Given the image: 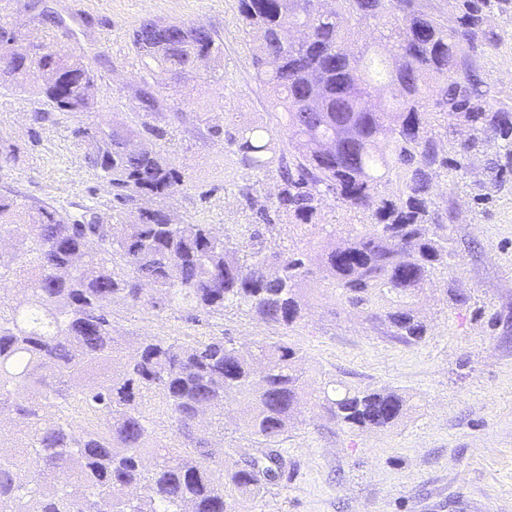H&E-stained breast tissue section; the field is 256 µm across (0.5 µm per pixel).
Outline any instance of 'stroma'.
<instances>
[{
  "instance_id": "1",
  "label": "stroma",
  "mask_w": 512,
  "mask_h": 512,
  "mask_svg": "<svg viewBox=\"0 0 512 512\" xmlns=\"http://www.w3.org/2000/svg\"><path fill=\"white\" fill-rule=\"evenodd\" d=\"M25 0H5L0 24L20 25L29 43L61 44L91 58L96 105L73 116L41 111L33 88L0 87V193L28 205L49 203L78 220L86 209L108 216L116 201L99 170L86 161L78 126L101 120L135 123L133 88L143 70L130 43L144 20L185 21L212 29L224 53L213 66L220 84L187 76L164 103L159 146L184 177L166 205L181 219L223 227L239 224L286 249L316 252L321 238L304 236L278 218L261 223L239 189L257 196L275 192V173H251L234 164L224 142L208 136L196 113L214 125H272L268 91L254 80V46L237 24V0H52L62 26L25 24ZM439 203L454 220L453 256L421 298L430 331L403 343L343 306L324 282L312 279L306 313L298 323L275 327L247 309L226 308L202 326L180 313L156 314L114 305L112 321L123 354L140 339L207 334L237 344L285 339L299 349L312 386L335 380L360 389H392L414 409L394 427L364 433L339 425L314 406L282 445V476L263 498L238 500L234 512H512V180L495 187L484 157L474 158L467 183L439 184ZM468 294L458 307L448 286ZM237 404L224 406V461L254 453L239 428Z\"/></svg>"
}]
</instances>
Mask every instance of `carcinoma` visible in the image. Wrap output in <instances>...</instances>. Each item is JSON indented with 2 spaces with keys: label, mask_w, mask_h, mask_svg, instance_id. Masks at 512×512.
I'll return each mask as SVG.
<instances>
[{
  "label": "carcinoma",
  "mask_w": 512,
  "mask_h": 512,
  "mask_svg": "<svg viewBox=\"0 0 512 512\" xmlns=\"http://www.w3.org/2000/svg\"><path fill=\"white\" fill-rule=\"evenodd\" d=\"M511 3L448 0L444 13L425 0H237L238 24L256 42L255 79L272 93L295 152L278 151L266 125L196 119L240 168L277 167V192L257 208L264 223L285 215L332 238L319 212L329 200L343 212L346 236L315 258L177 219L161 205L184 179L157 149L162 103L146 77L135 89L139 127L100 121L75 130L119 204L132 206L128 223L101 224L96 212L73 221L0 194V239H14L0 250V411L24 425L16 450L0 443V512H231V501L261 499L280 478L281 444L303 403L361 431L391 428L414 410L391 389L326 381L310 392L300 351L283 339L151 336L126 357L112 305L175 310L193 324L244 306L287 328L307 310L316 268L370 325L421 342L428 324L419 300L451 257L434 186L462 182L471 158L492 145L487 167L499 184L512 168V102L486 70L489 57L512 51V29L497 25ZM131 45L146 72L164 70L175 83L223 54L211 30L190 22L145 20ZM37 70L48 74L36 88L44 105L94 108L96 75L64 48L31 45L0 70V87H22ZM316 94L322 107L309 112ZM129 140L141 151H127ZM20 280L30 291L23 304L6 289ZM229 401L256 443L231 467L205 432L224 433ZM156 403L169 440L150 434ZM74 406L94 423L56 416Z\"/></svg>",
  "instance_id": "cac0c4a2"
}]
</instances>
